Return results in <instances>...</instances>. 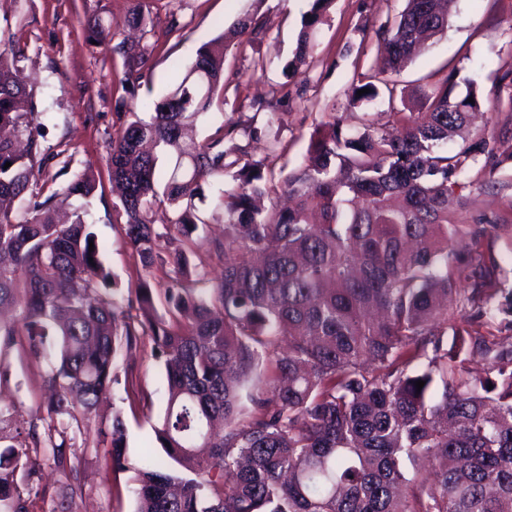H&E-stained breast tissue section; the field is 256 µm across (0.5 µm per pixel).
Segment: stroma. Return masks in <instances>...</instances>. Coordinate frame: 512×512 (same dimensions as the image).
I'll use <instances>...</instances> for the list:
<instances>
[{"label": "stroma", "instance_id": "1", "mask_svg": "<svg viewBox=\"0 0 512 512\" xmlns=\"http://www.w3.org/2000/svg\"><path fill=\"white\" fill-rule=\"evenodd\" d=\"M311 4L312 0H152L147 33L141 37L130 26L131 0H0V43L23 48L36 99L54 114L43 141L55 155L45 190L53 192L78 172L92 176L97 186L91 206L94 231L105 264L122 284H136L143 270L113 209L108 168L112 136L143 104L169 92L175 82L174 62H190L202 43L228 31L244 13L258 14L264 34L254 44L229 46L224 56V102L212 107L195 142L224 124L264 127L265 114L255 112L251 103L282 91L289 97L280 106L277 135L292 166L302 161L309 136L325 112L335 111L350 131L360 130L369 120L386 122L387 100L351 106L345 91L354 75L366 72L380 57L375 31L404 0H332L315 29L313 56L296 72H285ZM174 17L179 26L173 30L169 21ZM102 28L108 36L101 42L97 33ZM139 39L154 50L135 98L119 110L115 99L121 93L118 80L124 67L118 48ZM510 62L512 0H454L445 33L403 69L397 81L409 92L418 79L438 78L455 67L476 83L479 94L493 100L499 95L493 72ZM223 235L220 220L194 233L195 254L186 287H196L199 278L221 275L223 265L210 256L209 242ZM0 364L8 369L6 381L0 383V403L15 404L22 418H30L46 396L43 365L21 344L0 353ZM130 365L137 397L126 400L117 387L101 405L103 415L116 408L123 414L128 471L112 470L108 448L94 432L71 430L85 488L77 495L66 494L59 474L48 464L37 479L17 474L16 490L31 499V512H55L59 506L64 512H135L130 470L141 466L146 451L163 454L152 421L163 413L165 383L151 343L137 348Z\"/></svg>", "mask_w": 512, "mask_h": 512}]
</instances>
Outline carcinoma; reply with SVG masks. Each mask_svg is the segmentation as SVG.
<instances>
[{"mask_svg": "<svg viewBox=\"0 0 512 512\" xmlns=\"http://www.w3.org/2000/svg\"><path fill=\"white\" fill-rule=\"evenodd\" d=\"M331 2L313 0L288 70L314 51L313 27ZM237 25L251 42L264 34L248 13ZM447 28L442 0H406L376 30L382 68L352 81L348 104L383 92L394 104L392 75ZM225 48L220 36L178 66L173 90L112 136L109 161L121 188L113 208L145 271L160 260L153 206L168 204L170 226L189 239L209 223L195 200L217 188L224 239L210 251L224 272L186 288L178 250L167 287L142 278L120 297L99 245L89 250L97 236L85 206L55 219L58 204L87 201L95 185L77 173L44 194L54 156L41 138L52 116L38 110L23 50L0 47V308L20 311L19 323L0 321V352L22 339L45 364V408L56 419L43 431L31 419L20 439L16 407L0 405V512H29L14 476L34 474L44 452L67 490L83 492L73 427L97 426L112 470L127 469L121 412L104 419L97 405L119 383L120 352L146 336L166 380L155 438L185 473L145 457L132 478L136 512H512V280L489 246L498 217L460 219L466 194L512 188L496 178L512 164V130H494L497 104L471 81L455 94L452 71L415 89L417 109L359 132L327 113L292 168L276 140L248 155L239 140L259 138L257 127L223 125L188 149L184 131L224 89ZM153 49L119 47L117 108ZM495 78L512 104V64ZM477 112L493 129L471 127ZM162 155L174 164L161 188ZM265 195L294 206L257 207ZM159 293L167 320L156 314ZM475 354L482 374L466 368ZM419 459L433 473H407L404 462Z\"/></svg>", "mask_w": 512, "mask_h": 512, "instance_id": "obj_1", "label": "carcinoma"}]
</instances>
